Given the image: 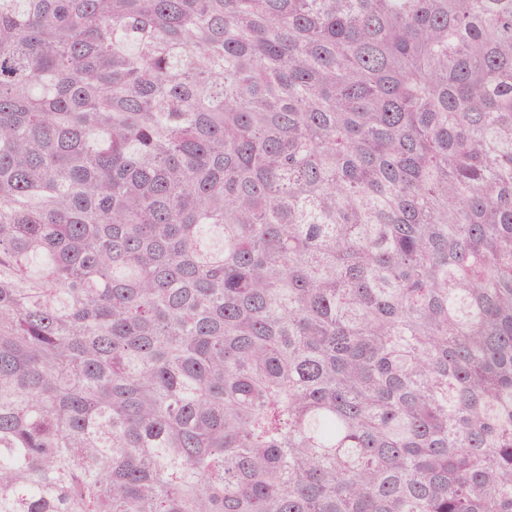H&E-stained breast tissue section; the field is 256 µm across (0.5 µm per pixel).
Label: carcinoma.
<instances>
[{"instance_id": "1", "label": "carcinoma", "mask_w": 512, "mask_h": 512, "mask_svg": "<svg viewBox=\"0 0 512 512\" xmlns=\"http://www.w3.org/2000/svg\"><path fill=\"white\" fill-rule=\"evenodd\" d=\"M0 512H512V0H0Z\"/></svg>"}]
</instances>
